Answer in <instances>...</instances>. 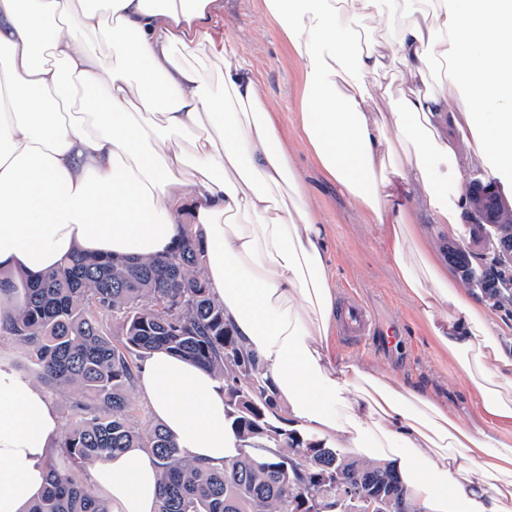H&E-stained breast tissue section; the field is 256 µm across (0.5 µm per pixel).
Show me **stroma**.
Masks as SVG:
<instances>
[{
	"mask_svg": "<svg viewBox=\"0 0 512 512\" xmlns=\"http://www.w3.org/2000/svg\"><path fill=\"white\" fill-rule=\"evenodd\" d=\"M213 34L225 40L234 60L246 62L264 89L271 111L288 133L295 168L308 190L309 201L327 233V263L334 289L349 287L366 303L382 330L400 333L388 353L337 345L343 357L370 364L384 378L418 386L445 403L459 422L475 432L498 434L497 425L480 420L479 397L457 367L434 346L427 324L395 275L390 249L376 225L335 185L326 181L298 135L301 63L290 51L277 24L267 17L261 0H222ZM477 127L449 126L456 156L441 163V172L467 192L473 173L497 172L498 162L474 157Z\"/></svg>",
	"mask_w": 512,
	"mask_h": 512,
	"instance_id": "stroma-1",
	"label": "stroma"
}]
</instances>
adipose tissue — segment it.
Listing matches in <instances>:
<instances>
[{"label":"adipose tissue","instance_id":"obj_1","mask_svg":"<svg viewBox=\"0 0 512 512\" xmlns=\"http://www.w3.org/2000/svg\"><path fill=\"white\" fill-rule=\"evenodd\" d=\"M263 6L302 64L299 128L321 174L378 224L436 346L501 433L475 434L423 389L333 350L326 235L254 71L213 37L219 0H0V271L31 280L76 249L160 256L191 217L204 277L275 406L316 439L393 465L423 512H512V358L416 232L421 211L457 218L436 171L453 147L448 97L424 87L433 57L469 91L456 111L479 116L478 153L512 173V0ZM374 8L402 17L384 49L363 47L353 24ZM203 48L224 64L217 81L196 59ZM395 59L408 90L373 111L365 81ZM449 308L452 323L434 322ZM138 384L183 456L238 457L212 372L157 350ZM62 429L45 390L0 364V512L40 496ZM90 481L112 512H157L160 470L145 449L95 463Z\"/></svg>","mask_w":512,"mask_h":512}]
</instances>
